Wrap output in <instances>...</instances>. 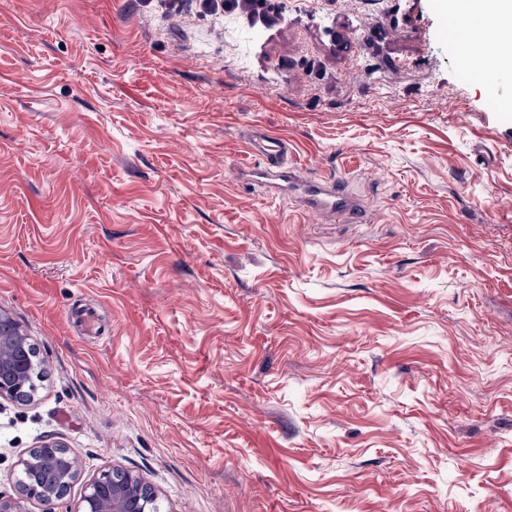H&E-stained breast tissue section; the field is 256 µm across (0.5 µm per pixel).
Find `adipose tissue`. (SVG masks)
Segmentation results:
<instances>
[{"label": "adipose tissue", "instance_id": "1", "mask_svg": "<svg viewBox=\"0 0 512 512\" xmlns=\"http://www.w3.org/2000/svg\"><path fill=\"white\" fill-rule=\"evenodd\" d=\"M448 15L476 73L512 67V0H448Z\"/></svg>", "mask_w": 512, "mask_h": 512}]
</instances>
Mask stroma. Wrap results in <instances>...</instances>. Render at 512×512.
Masks as SVG:
<instances>
[{
  "label": "stroma",
  "instance_id": "obj_1",
  "mask_svg": "<svg viewBox=\"0 0 512 512\" xmlns=\"http://www.w3.org/2000/svg\"><path fill=\"white\" fill-rule=\"evenodd\" d=\"M0 0V494L57 441L165 512H512V72L444 0ZM347 182L354 221L255 178ZM249 142L264 163L263 167L250 168V173L259 178L274 177L284 183L282 187H288L293 180V170L288 167L287 142L260 129L251 132ZM11 316L0 311V399L30 400L42 371L36 353H28L29 338Z\"/></svg>",
  "mask_w": 512,
  "mask_h": 512
}]
</instances>
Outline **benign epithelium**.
Returning a JSON list of instances; mask_svg holds the SVG:
<instances>
[{
	"instance_id": "7a95c632",
	"label": "benign epithelium",
	"mask_w": 512,
	"mask_h": 512,
	"mask_svg": "<svg viewBox=\"0 0 512 512\" xmlns=\"http://www.w3.org/2000/svg\"><path fill=\"white\" fill-rule=\"evenodd\" d=\"M29 338L11 316L0 311V399L26 401L33 396L34 378L42 371V361L28 353ZM51 471L53 480L42 475ZM78 476L75 457L56 442H45L30 451L22 463L19 480L21 496L0 495V512H27L25 501L35 499L49 507L64 498ZM81 512H162L158 493L144 494L142 479L114 466L86 487Z\"/></svg>"
}]
</instances>
